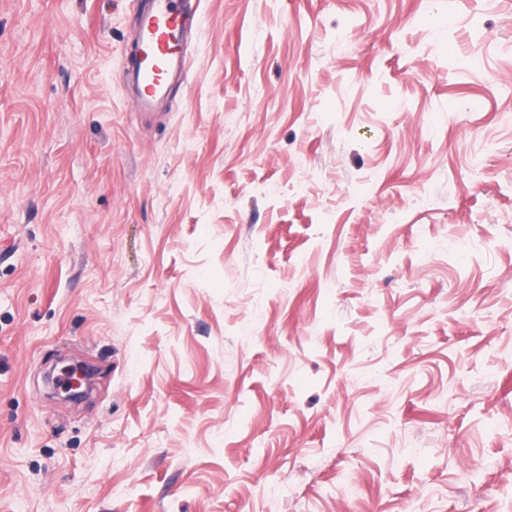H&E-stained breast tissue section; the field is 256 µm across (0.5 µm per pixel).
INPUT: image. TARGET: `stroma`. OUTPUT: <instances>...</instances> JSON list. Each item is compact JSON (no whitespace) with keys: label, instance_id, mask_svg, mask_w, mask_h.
<instances>
[{"label":"stroma","instance_id":"obj_1","mask_svg":"<svg viewBox=\"0 0 512 512\" xmlns=\"http://www.w3.org/2000/svg\"><path fill=\"white\" fill-rule=\"evenodd\" d=\"M140 4L0 0V512H512V0ZM138 32L129 62L135 73L136 90L132 102L145 110L166 93L173 82L187 76L184 51L188 21L195 15L194 0H144ZM149 62L138 65L137 54Z\"/></svg>","mask_w":512,"mask_h":512}]
</instances>
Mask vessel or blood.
I'll list each match as a JSON object with an SVG mask.
<instances>
[{
  "mask_svg": "<svg viewBox=\"0 0 512 512\" xmlns=\"http://www.w3.org/2000/svg\"><path fill=\"white\" fill-rule=\"evenodd\" d=\"M198 9L194 0H146L139 14L134 53L144 62L134 65L136 109L149 108L175 82L187 76L184 51L188 21Z\"/></svg>",
  "mask_w": 512,
  "mask_h": 512,
  "instance_id": "b4317fda",
  "label": "vessel or blood"
}]
</instances>
